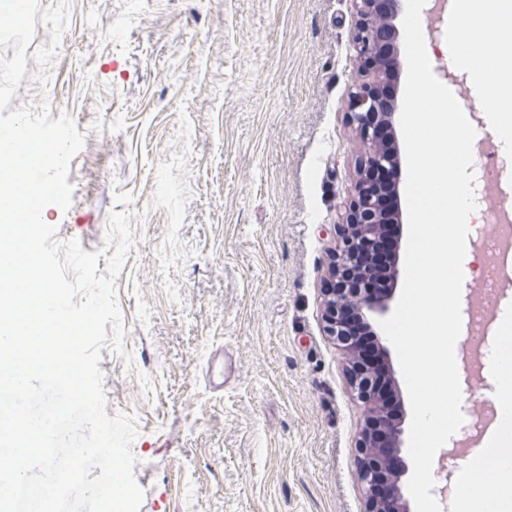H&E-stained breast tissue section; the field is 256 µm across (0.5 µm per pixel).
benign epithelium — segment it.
I'll list each match as a JSON object with an SVG mask.
<instances>
[{
	"mask_svg": "<svg viewBox=\"0 0 512 512\" xmlns=\"http://www.w3.org/2000/svg\"><path fill=\"white\" fill-rule=\"evenodd\" d=\"M357 16L352 32L357 71L363 78L349 102L348 119L359 134L364 150L356 161L352 199L345 211L343 226L338 228L339 249L328 253L327 278L323 288V329L326 335L351 355L349 384L363 404L365 426L357 440L359 479L366 501L365 512H407L403 477L406 467L401 459L403 420L389 417L380 408L372 372L356 356V334L350 329L354 320L368 326L386 316L392 296L374 297L365 288L348 287L351 271L363 278L367 271L361 259L377 247L386 224L397 222L383 210L382 198L375 186L377 175L389 167L399 168V142L392 135L389 142L379 139V126L395 130L397 96L383 98L379 93L388 55L370 36L379 27L387 28L391 49L398 50L400 37L396 21L405 0H352Z\"/></svg>",
	"mask_w": 512,
	"mask_h": 512,
	"instance_id": "7a95c632",
	"label": "benign epithelium"
}]
</instances>
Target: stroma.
<instances>
[{
  "instance_id": "1",
  "label": "stroma",
  "mask_w": 512,
  "mask_h": 512,
  "mask_svg": "<svg viewBox=\"0 0 512 512\" xmlns=\"http://www.w3.org/2000/svg\"><path fill=\"white\" fill-rule=\"evenodd\" d=\"M351 0H40L11 108L50 100L85 136L59 242L99 252L110 212L133 247L115 277L122 350L99 367L108 415L135 414L140 512H364V409L325 335L322 288L362 146ZM473 58L512 53L494 25L443 5L425 40L477 140L502 116L467 93ZM220 355L228 379L205 377ZM465 421L497 422L491 364L457 366ZM446 52L449 62L453 64L462 62L469 64L474 79V92L477 96H483L486 88L489 90L485 79V72L491 67V63L495 59L494 53H488L480 63H473L466 46L456 39L448 40Z\"/></svg>"
}]
</instances>
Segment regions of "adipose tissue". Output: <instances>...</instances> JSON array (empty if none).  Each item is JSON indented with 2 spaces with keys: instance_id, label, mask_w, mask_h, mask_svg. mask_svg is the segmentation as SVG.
<instances>
[{
  "instance_id": "adipose-tissue-1",
  "label": "adipose tissue",
  "mask_w": 512,
  "mask_h": 512,
  "mask_svg": "<svg viewBox=\"0 0 512 512\" xmlns=\"http://www.w3.org/2000/svg\"><path fill=\"white\" fill-rule=\"evenodd\" d=\"M499 381L502 415L492 438L498 450L489 468L502 475L512 474V321L501 323L498 355L493 362ZM488 468V469H489ZM486 471V470H485ZM481 469L464 468L461 490L455 502L456 512H512V491L487 484Z\"/></svg>"
}]
</instances>
